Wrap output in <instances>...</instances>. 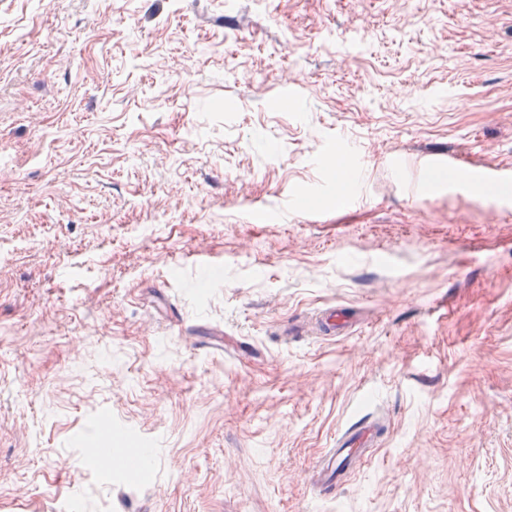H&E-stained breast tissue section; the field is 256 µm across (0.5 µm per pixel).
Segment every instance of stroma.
I'll use <instances>...</instances> for the list:
<instances>
[{"instance_id":"obj_1","label":"stroma","mask_w":512,"mask_h":512,"mask_svg":"<svg viewBox=\"0 0 512 512\" xmlns=\"http://www.w3.org/2000/svg\"><path fill=\"white\" fill-rule=\"evenodd\" d=\"M489 166L512 0H0V512H512ZM350 316L346 308L331 309L321 316V325L324 328L323 336H336L350 324ZM379 426L370 419L351 424L336 434L333 448L312 467L310 483L326 495L348 480L366 462L371 448L378 446Z\"/></svg>"}]
</instances>
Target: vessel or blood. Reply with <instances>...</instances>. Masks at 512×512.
Masks as SVG:
<instances>
[{
    "label": "vessel or blood",
    "instance_id": "obj_1",
    "mask_svg": "<svg viewBox=\"0 0 512 512\" xmlns=\"http://www.w3.org/2000/svg\"><path fill=\"white\" fill-rule=\"evenodd\" d=\"M350 317L343 308L331 309L321 316L325 335L339 334L348 327ZM379 442V426L370 419L351 424L340 431L333 447L312 467L310 483L322 495L345 483L366 462L371 448Z\"/></svg>",
    "mask_w": 512,
    "mask_h": 512
}]
</instances>
